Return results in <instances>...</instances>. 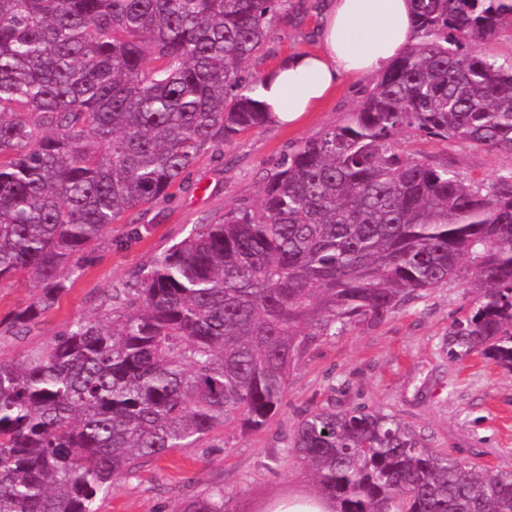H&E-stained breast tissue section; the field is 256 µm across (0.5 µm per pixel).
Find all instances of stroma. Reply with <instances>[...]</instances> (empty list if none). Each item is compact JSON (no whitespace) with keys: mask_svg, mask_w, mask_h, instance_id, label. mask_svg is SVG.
Segmentation results:
<instances>
[{"mask_svg":"<svg viewBox=\"0 0 512 512\" xmlns=\"http://www.w3.org/2000/svg\"><path fill=\"white\" fill-rule=\"evenodd\" d=\"M299 23L277 24L270 52L255 70L266 73L288 55L319 49L323 0H307ZM373 77L346 78L297 125H268L239 135L223 156L206 154L172 198L126 213L113 225L95 260L70 283L54 308L18 336L0 333V360L22 362L44 352L74 321L94 316L111 288L194 229L242 204H257L267 174L304 140L344 122L361 104ZM400 142L491 181L512 157L447 141ZM474 292L458 281L429 290L378 325L364 324L314 341L292 370L287 397L260 431L227 425L193 448H179L118 475L98 512H182L187 500L223 487L226 512H264L281 497L318 494L313 474L285 454L295 424L333 403L397 416L424 433L432 447L484 465L512 470V373L474 356L449 360L443 341L454 318L469 312Z\"/></svg>","mask_w":512,"mask_h":512,"instance_id":"1","label":"stroma"}]
</instances>
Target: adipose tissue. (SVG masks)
I'll use <instances>...</instances> for the list:
<instances>
[{
  "mask_svg": "<svg viewBox=\"0 0 512 512\" xmlns=\"http://www.w3.org/2000/svg\"><path fill=\"white\" fill-rule=\"evenodd\" d=\"M321 47L288 57L264 76L262 98L272 123L298 122L347 76L384 70L414 41L411 0H328Z\"/></svg>",
  "mask_w": 512,
  "mask_h": 512,
  "instance_id": "ef3b65f1",
  "label": "adipose tissue"
}]
</instances>
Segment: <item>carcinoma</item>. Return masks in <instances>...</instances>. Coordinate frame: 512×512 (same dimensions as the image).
I'll use <instances>...</instances> for the list:
<instances>
[{"label": "carcinoma", "mask_w": 512, "mask_h": 512, "mask_svg": "<svg viewBox=\"0 0 512 512\" xmlns=\"http://www.w3.org/2000/svg\"><path fill=\"white\" fill-rule=\"evenodd\" d=\"M415 41L346 121L156 255L49 349L0 361V512H95L143 459L228 420L259 431L320 336L380 324L456 280L476 290L448 358L512 372V167L486 183L402 149L410 129L512 155V0H412ZM300 0H0V285L53 308L123 215L202 154L270 124L252 72ZM288 457L336 512H512V471L363 407L316 408ZM183 512H224V488Z\"/></svg>", "instance_id": "1"}]
</instances>
